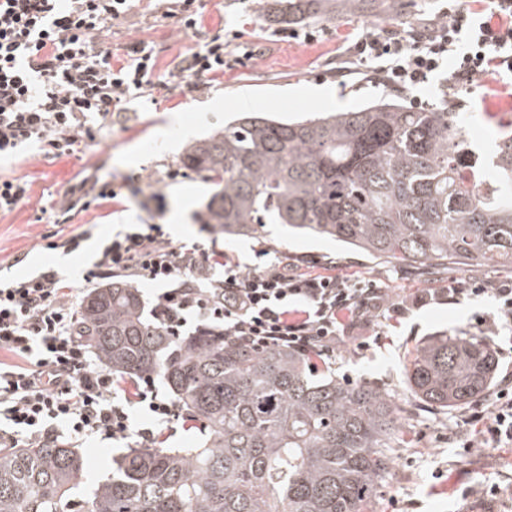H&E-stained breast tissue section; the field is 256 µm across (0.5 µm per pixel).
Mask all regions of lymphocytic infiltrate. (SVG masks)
Masks as SVG:
<instances>
[{
	"label": "lymphocytic infiltrate",
	"instance_id": "lymphocytic-infiltrate-1",
	"mask_svg": "<svg viewBox=\"0 0 512 512\" xmlns=\"http://www.w3.org/2000/svg\"><path fill=\"white\" fill-rule=\"evenodd\" d=\"M129 7L130 0H0V156L31 144L47 155L79 153L93 138L89 117L108 118L130 90L158 87L157 56L148 44L128 46L123 62L112 63L105 33ZM348 53L404 92L433 82L445 92L467 89L488 75L505 83L512 80V0L443 10L419 34L366 32L352 39ZM227 65L219 32L179 57L168 79L216 77ZM122 199L115 185L96 178L71 185L54 208L58 229L47 249L82 252L90 230L68 232L65 224L92 204ZM114 277L160 285L150 316L172 335L221 330L257 346L314 348L328 360L356 329L435 299L426 293L412 304H393L370 281L304 274L280 258L252 270L217 245L174 244L163 225H124L100 241L82 287L51 267L0 278L1 448L49 441L77 448L93 437L150 448L172 433L180 417L175 398L150 378L128 395L77 331L85 291ZM466 293L495 306V315L480 321L485 332L512 333V283L452 288L448 298ZM136 405L155 414L153 426L132 424ZM468 444L512 446L511 386L500 385Z\"/></svg>",
	"mask_w": 512,
	"mask_h": 512
}]
</instances>
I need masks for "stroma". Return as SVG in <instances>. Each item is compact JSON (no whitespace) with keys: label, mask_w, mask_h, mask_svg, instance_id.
<instances>
[{"label":"stroma","mask_w":512,"mask_h":512,"mask_svg":"<svg viewBox=\"0 0 512 512\" xmlns=\"http://www.w3.org/2000/svg\"><path fill=\"white\" fill-rule=\"evenodd\" d=\"M199 6L202 25L186 33L170 14L168 0H134L131 9L113 21L107 40L117 55L136 41L148 43L162 75L178 57L221 30L237 32L230 45L234 55L249 49L253 59L213 79L132 93L121 111L95 126L93 142L80 153L47 156L31 146L20 157L0 161V175L22 178L31 186L29 200L0 214V265L10 267L12 274L52 266L80 283L100 239L118 224H162L174 243L205 241L200 228L209 189L182 162L191 143L222 130L245 111L298 119L335 111L340 104L350 110L386 94L366 82L360 64L347 54L352 35L390 28L385 0H372L354 17L335 24L305 20V28L321 33L311 43L279 38L281 21L256 13L246 0H199ZM460 97L472 142L487 149L512 133L511 88L488 83ZM84 172L117 182L137 174L140 189L127 206H93L73 219V227L93 228L82 253L43 249L44 236L56 226L42 206L59 200ZM156 193L162 204L153 201ZM218 244L251 268L285 256L308 272L354 274L374 281L395 300L421 291L512 281L511 266H409L370 260L332 240L288 236L278 225H265L249 236H222ZM493 313L490 301L468 296L452 304L413 308L380 322L367 336L351 337L349 350L337 355V377L395 394L405 417L404 428L392 441L391 470L372 497L373 512H459L464 492L477 481L506 484L502 469L512 464V447H466L464 409L438 413L420 405L407 393L403 373L408 352L422 337L440 332L481 335L478 317Z\"/></svg>","instance_id":"obj_1"}]
</instances>
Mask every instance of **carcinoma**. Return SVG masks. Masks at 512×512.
Returning a JSON list of instances; mask_svg holds the SVG:
<instances>
[{
    "label": "carcinoma",
    "mask_w": 512,
    "mask_h": 512,
    "mask_svg": "<svg viewBox=\"0 0 512 512\" xmlns=\"http://www.w3.org/2000/svg\"><path fill=\"white\" fill-rule=\"evenodd\" d=\"M288 20L332 23L360 0H277ZM210 188L206 223L226 236L283 224L407 265H512V137L475 156L459 113L380 99L280 121L244 112L186 149ZM99 362L127 383L160 377L197 448H129L86 486L77 448H0V512H369L401 426L394 396L349 382L313 352L233 336H173L138 289L96 288L77 314ZM482 336H429L408 354L411 396L446 412L490 387Z\"/></svg>",
    "instance_id": "carcinoma-1"
}]
</instances>
